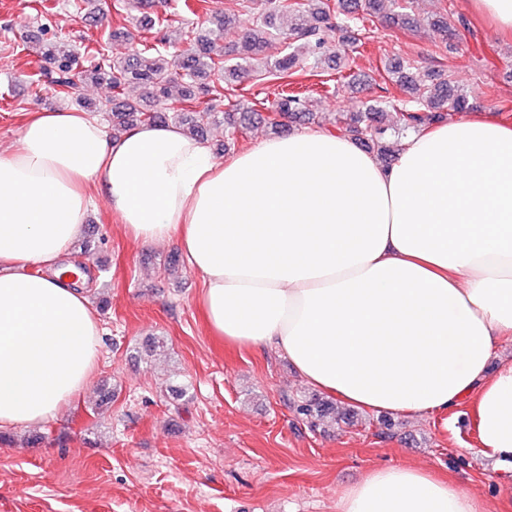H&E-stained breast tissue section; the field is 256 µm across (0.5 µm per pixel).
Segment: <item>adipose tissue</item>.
I'll use <instances>...</instances> for the list:
<instances>
[{
    "label": "adipose tissue",
    "instance_id": "1",
    "mask_svg": "<svg viewBox=\"0 0 512 512\" xmlns=\"http://www.w3.org/2000/svg\"><path fill=\"white\" fill-rule=\"evenodd\" d=\"M100 186L134 240L176 243L213 333L285 356L300 379L371 411L469 400L484 457L512 468V122L423 125L391 163L329 130L227 159L173 124L112 136L71 109L33 113L0 152V432L85 392L101 330L64 263ZM337 512H485L448 477L370 467Z\"/></svg>",
    "mask_w": 512,
    "mask_h": 512
}]
</instances>
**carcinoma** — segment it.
Wrapping results in <instances>:
<instances>
[{"label":"carcinoma","instance_id":"cac0c4a2","mask_svg":"<svg viewBox=\"0 0 512 512\" xmlns=\"http://www.w3.org/2000/svg\"><path fill=\"white\" fill-rule=\"evenodd\" d=\"M240 10L229 9L216 19V27L194 39L175 30L177 41L185 47L175 58H168L167 50L157 45L124 55L106 52L108 40L97 42L89 49L93 59L81 52L59 54L57 34L43 30V37L34 50L45 63L42 75L58 87L66 97L78 105L84 101L80 90L90 80L109 85L116 95L106 100L112 112V134L123 133L128 127L143 121L156 124L174 122L190 136L204 141L207 130L219 116H224L227 135L224 150L235 146L238 136L250 129L251 116L257 109L244 99L235 98L226 84L242 74L252 73L259 81H288L295 68H319L329 60L346 52L344 45L332 46V36L347 29V24H358L365 16L377 13L379 0H239ZM287 17L288 28L277 25V18ZM239 29V38L224 47V31ZM280 51L268 53L273 45ZM415 66L397 58L388 66L389 80L408 94L406 103L397 106V99L388 97L361 102L355 112H346L337 122V128L350 136L362 148L385 161L397 151L393 141L400 128L407 130L420 124L443 119L442 113L453 108L458 112L470 108L469 97L440 72L431 71L417 80ZM139 85L148 89V107L136 106L119 100L126 86ZM207 97V106L199 111L181 108L198 97ZM396 109L397 124L386 123L388 109ZM265 122L275 134L290 126L311 127L320 124L316 113L308 107L299 92L282 91L275 102L265 107ZM298 415L316 427L329 415H336L333 402L311 398L291 402Z\"/></svg>","mask_w":512,"mask_h":512}]
</instances>
